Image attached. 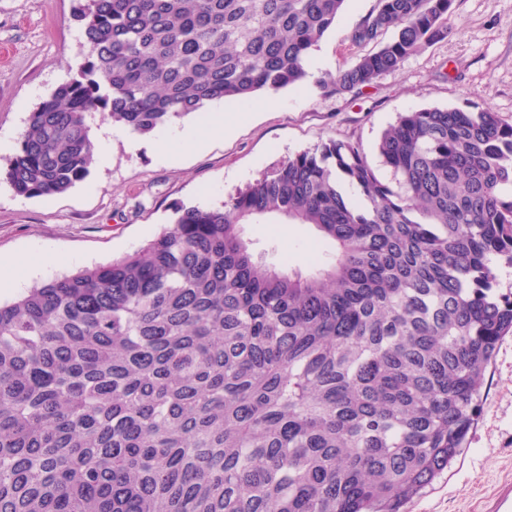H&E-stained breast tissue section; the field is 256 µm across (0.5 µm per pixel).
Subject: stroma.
Instances as JSON below:
<instances>
[{"label": "stroma", "instance_id": "35a3bbf8", "mask_svg": "<svg viewBox=\"0 0 512 512\" xmlns=\"http://www.w3.org/2000/svg\"><path fill=\"white\" fill-rule=\"evenodd\" d=\"M375 0H349L313 48L310 80L259 93L247 120L209 136L202 147L179 140L183 128L209 126L188 115L147 136L111 133L94 116L90 135L98 159L66 192L25 198L0 181V256L37 259L42 283L110 263L154 239L176 206H218L289 156L327 139H357L382 180L376 144L399 113L427 107L491 109L512 121V0H454L447 39L406 57L399 69L356 96L326 95L312 80L333 75L360 54L350 46L352 25ZM75 0H0V137L20 138L31 111L77 71L84 58ZM256 257L285 267L309 258L317 233L296 224H248ZM512 482V335L501 340L482 387V402L465 448L408 512H485L488 500Z\"/></svg>", "mask_w": 512, "mask_h": 512}]
</instances>
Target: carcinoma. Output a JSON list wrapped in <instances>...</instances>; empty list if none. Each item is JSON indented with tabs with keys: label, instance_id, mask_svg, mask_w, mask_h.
<instances>
[{
	"label": "carcinoma",
	"instance_id": "1",
	"mask_svg": "<svg viewBox=\"0 0 512 512\" xmlns=\"http://www.w3.org/2000/svg\"><path fill=\"white\" fill-rule=\"evenodd\" d=\"M76 2L83 63L0 167L26 198L89 175L91 114L146 135L302 83L346 0ZM453 2L376 0L357 62L315 86L395 72L448 38ZM377 150L389 182L328 139L0 303V512H405L460 454L512 332L492 269L512 266V122L403 112ZM271 220L318 232L307 270L255 260L243 226Z\"/></svg>",
	"mask_w": 512,
	"mask_h": 512
}]
</instances>
